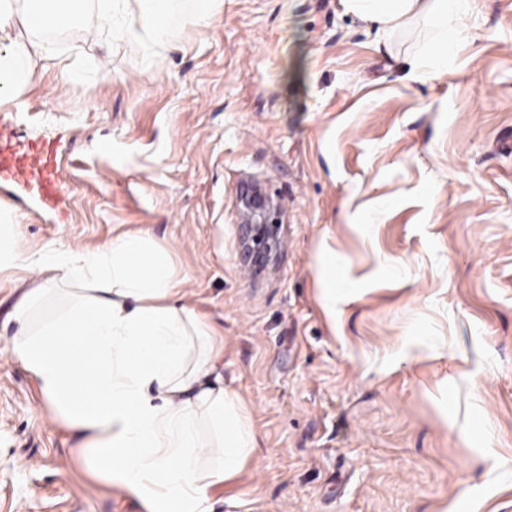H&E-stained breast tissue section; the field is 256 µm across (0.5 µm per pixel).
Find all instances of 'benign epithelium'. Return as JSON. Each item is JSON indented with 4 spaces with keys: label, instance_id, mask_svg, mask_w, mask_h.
<instances>
[{
    "label": "benign epithelium",
    "instance_id": "obj_1",
    "mask_svg": "<svg viewBox=\"0 0 512 512\" xmlns=\"http://www.w3.org/2000/svg\"><path fill=\"white\" fill-rule=\"evenodd\" d=\"M242 247L246 259L258 265L277 251L281 225L272 201L258 190L240 197Z\"/></svg>",
    "mask_w": 512,
    "mask_h": 512
}]
</instances>
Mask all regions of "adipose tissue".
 <instances>
[{
	"label": "adipose tissue",
	"instance_id": "1",
	"mask_svg": "<svg viewBox=\"0 0 512 512\" xmlns=\"http://www.w3.org/2000/svg\"><path fill=\"white\" fill-rule=\"evenodd\" d=\"M213 17L222 0H0V95L13 103L39 64L59 60L55 34L130 39L166 48L186 2ZM346 12L387 41L422 19L430 40L408 61L413 80L446 73L467 38L473 0H342ZM17 215L0 209V272H28L13 307L21 329L5 347L35 378L111 487L147 512H210V495L257 453L256 430L239 394L225 386L215 330L183 301L170 251L149 233L95 248L26 249ZM75 284L79 293L41 321L36 302Z\"/></svg>",
	"mask_w": 512,
	"mask_h": 512
}]
</instances>
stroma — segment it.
I'll return each instance as SVG.
<instances>
[{
  "instance_id": "stroma-1",
  "label": "stroma",
  "mask_w": 512,
  "mask_h": 512,
  "mask_svg": "<svg viewBox=\"0 0 512 512\" xmlns=\"http://www.w3.org/2000/svg\"><path fill=\"white\" fill-rule=\"evenodd\" d=\"M448 72L410 80L426 37L378 42L341 0H224L145 60L133 40L56 44L100 69L37 70L18 139L57 145V212L0 181L30 251L144 230L224 345L260 451L211 512H512V0H476ZM278 206L282 242L241 265L239 197ZM350 297L320 305L321 246ZM21 294L0 288V512H145L87 467L5 352Z\"/></svg>"
}]
</instances>
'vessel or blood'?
I'll list each match as a JSON object with an SVG mask.
<instances>
[{
	"label": "vessel or blood",
	"instance_id": "1",
	"mask_svg": "<svg viewBox=\"0 0 512 512\" xmlns=\"http://www.w3.org/2000/svg\"><path fill=\"white\" fill-rule=\"evenodd\" d=\"M0 179L32 192L50 208L61 198L56 153L43 141L19 142L14 135H6L0 141Z\"/></svg>",
	"mask_w": 512,
	"mask_h": 512
}]
</instances>
